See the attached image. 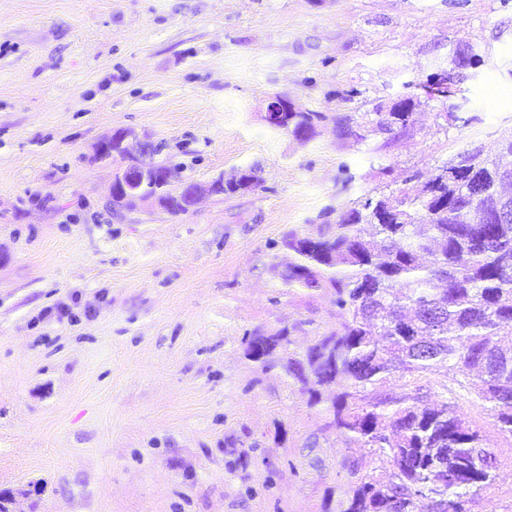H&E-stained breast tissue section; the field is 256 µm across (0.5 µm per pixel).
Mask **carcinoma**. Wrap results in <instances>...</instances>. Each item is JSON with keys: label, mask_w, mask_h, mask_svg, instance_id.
<instances>
[{"label": "carcinoma", "mask_w": 512, "mask_h": 512, "mask_svg": "<svg viewBox=\"0 0 512 512\" xmlns=\"http://www.w3.org/2000/svg\"><path fill=\"white\" fill-rule=\"evenodd\" d=\"M457 65L478 69L471 45ZM415 102L400 101L369 120L371 132L408 131ZM329 116L282 109L276 127L311 138ZM471 166L488 168L501 152L477 145L461 151ZM469 169L448 176V163L426 181L405 180L393 200L363 194L341 222L315 237L290 231L283 245L294 259L279 273L287 288L333 291L336 330L321 334L282 364L287 377L316 405L336 386L327 427L371 448L387 465L385 477L363 474L344 512H467L471 496L499 477L490 443L465 425L448 395L466 391L483 402L498 431L512 435V224H468ZM255 170L224 179L217 193L234 196L257 186ZM158 205L189 212V199L171 183L157 184ZM291 344L290 332L256 331L244 355L267 370ZM445 370L441 399L431 401L419 381ZM392 377L399 393L382 391Z\"/></svg>", "instance_id": "1"}]
</instances>
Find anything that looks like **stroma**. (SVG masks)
<instances>
[{
    "label": "stroma",
    "mask_w": 512,
    "mask_h": 512,
    "mask_svg": "<svg viewBox=\"0 0 512 512\" xmlns=\"http://www.w3.org/2000/svg\"><path fill=\"white\" fill-rule=\"evenodd\" d=\"M459 42L485 60L457 81L469 123L432 101L409 134L357 140ZM276 95L332 120L296 138L264 119ZM117 130L161 144L178 181L260 183L186 214L113 211L117 164L95 148ZM510 133L512 0H0V505L342 512L380 461L244 355L258 329L290 328L299 353L336 327L330 291L273 274L283 235ZM457 406L500 467L470 512H512V436Z\"/></svg>",
    "instance_id": "35a3bbf8"
}]
</instances>
